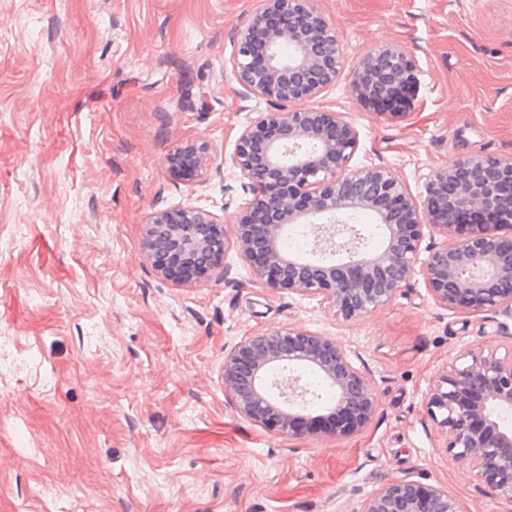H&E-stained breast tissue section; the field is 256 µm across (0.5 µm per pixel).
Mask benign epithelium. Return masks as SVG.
I'll use <instances>...</instances> for the list:
<instances>
[{
    "label": "benign epithelium",
    "mask_w": 512,
    "mask_h": 512,
    "mask_svg": "<svg viewBox=\"0 0 512 512\" xmlns=\"http://www.w3.org/2000/svg\"><path fill=\"white\" fill-rule=\"evenodd\" d=\"M236 82L266 100L271 111L247 125L224 165L248 181L234 238L224 218L193 205L150 213L141 248L151 268L174 282L225 278L234 249L254 278L316 297L343 321L360 320L394 300L419 274L434 302L461 312L512 310V160L471 155L434 170L415 194L377 165L349 163L357 130L339 112L293 108L336 82L342 67L336 25L313 0H261L244 29L232 34ZM288 46V57L281 48ZM412 59L396 45L373 49L354 72L356 98L380 108L415 85ZM206 143L188 142L169 167L198 182ZM371 214L382 231L379 249H363L352 217ZM302 225L309 254H290L282 240ZM444 238L420 259L424 231ZM332 392L331 414L348 425H314L315 403L305 376ZM224 392L237 412L289 436L357 431L379 407L373 382L330 337L293 328L270 329L224 352ZM444 448L492 491L512 504V350L462 351L433 384L426 402ZM361 512H462L459 500L409 479L388 483Z\"/></svg>",
    "instance_id": "obj_1"
}]
</instances>
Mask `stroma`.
Returning a JSON list of instances; mask_svg holds the SVG:
<instances>
[{
    "instance_id": "obj_1",
    "label": "stroma",
    "mask_w": 512,
    "mask_h": 512,
    "mask_svg": "<svg viewBox=\"0 0 512 512\" xmlns=\"http://www.w3.org/2000/svg\"><path fill=\"white\" fill-rule=\"evenodd\" d=\"M341 73L316 106L420 192L468 155L512 159V0H314ZM260 0H0V512H360L403 478L463 512H512L443 447L426 400L460 351L512 349V314L436 304L421 276L346 322L255 280L176 284L141 254L146 216L197 205L234 234L250 190L220 162L268 103L243 96L234 31ZM381 44L417 66L397 113L350 81ZM208 87L207 102L192 97ZM210 147L206 184L167 158ZM273 328L336 339L380 406L343 436L279 434L224 392V351Z\"/></svg>"
}]
</instances>
